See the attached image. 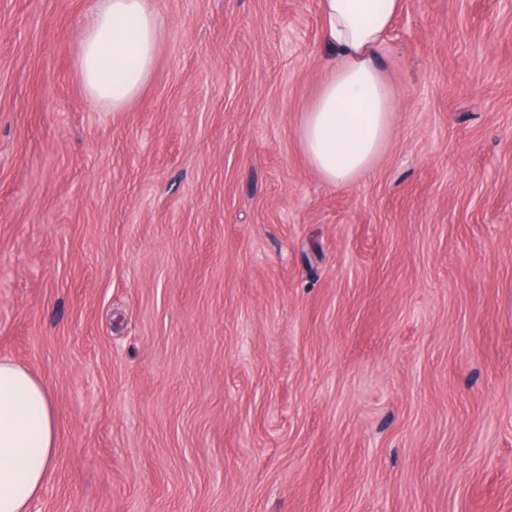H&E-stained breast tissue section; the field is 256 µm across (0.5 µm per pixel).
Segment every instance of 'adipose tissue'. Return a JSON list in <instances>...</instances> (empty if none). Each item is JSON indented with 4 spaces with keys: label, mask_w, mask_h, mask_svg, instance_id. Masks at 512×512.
Returning a JSON list of instances; mask_svg holds the SVG:
<instances>
[{
    "label": "adipose tissue",
    "mask_w": 512,
    "mask_h": 512,
    "mask_svg": "<svg viewBox=\"0 0 512 512\" xmlns=\"http://www.w3.org/2000/svg\"><path fill=\"white\" fill-rule=\"evenodd\" d=\"M403 0H319L336 65L307 108L300 141L313 169L342 184L368 171L391 131L394 96L379 67ZM160 20L148 0H97L79 36L77 72L88 99L121 112L155 75ZM57 420L43 385L0 359V512H27L52 468Z\"/></svg>",
    "instance_id": "1"
}]
</instances>
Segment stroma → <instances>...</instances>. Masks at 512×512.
I'll return each mask as SVG.
<instances>
[{
    "label": "stroma",
    "instance_id": "stroma-1",
    "mask_svg": "<svg viewBox=\"0 0 512 512\" xmlns=\"http://www.w3.org/2000/svg\"><path fill=\"white\" fill-rule=\"evenodd\" d=\"M96 0H0V358L53 398L29 512H512V0H404L375 165L301 146L318 0H149L92 104ZM79 36L77 72L93 104L121 112L155 75L160 20L147 0H96Z\"/></svg>",
    "mask_w": 512,
    "mask_h": 512
}]
</instances>
